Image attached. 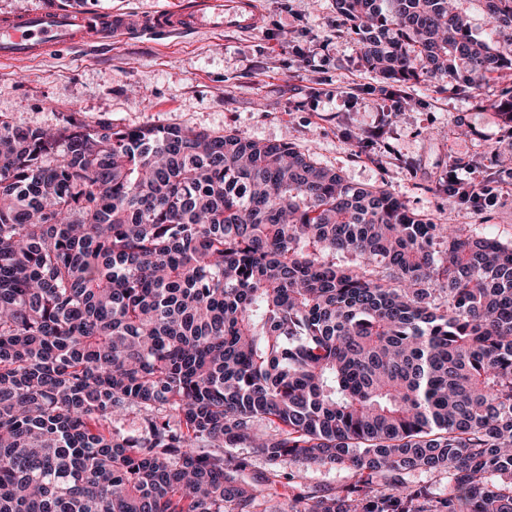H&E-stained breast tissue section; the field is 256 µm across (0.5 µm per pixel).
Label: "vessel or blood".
Listing matches in <instances>:
<instances>
[{"instance_id": "1", "label": "vessel or blood", "mask_w": 512, "mask_h": 512, "mask_svg": "<svg viewBox=\"0 0 512 512\" xmlns=\"http://www.w3.org/2000/svg\"><path fill=\"white\" fill-rule=\"evenodd\" d=\"M262 23L257 0H181L130 22L109 9H25L0 17V58L31 59L77 41H93L108 33L132 39L148 32L189 34L203 27L256 30Z\"/></svg>"}]
</instances>
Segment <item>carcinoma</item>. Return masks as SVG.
Segmentation results:
<instances>
[{
	"label": "carcinoma",
	"instance_id": "cac0c4a2",
	"mask_svg": "<svg viewBox=\"0 0 512 512\" xmlns=\"http://www.w3.org/2000/svg\"><path fill=\"white\" fill-rule=\"evenodd\" d=\"M334 2L393 87L512 70V0L494 48L449 0ZM241 442L355 471L289 512H512V248L287 143L0 116V512H279Z\"/></svg>",
	"mask_w": 512,
	"mask_h": 512
}]
</instances>
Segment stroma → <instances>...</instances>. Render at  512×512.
Returning <instances> with one entry per match:
<instances>
[{
    "label": "stroma",
    "mask_w": 512,
    "mask_h": 512,
    "mask_svg": "<svg viewBox=\"0 0 512 512\" xmlns=\"http://www.w3.org/2000/svg\"><path fill=\"white\" fill-rule=\"evenodd\" d=\"M257 30L199 29L188 36L104 37L32 60H0V114L51 128L67 109L120 126L179 125L286 142L346 184L385 187L437 224L467 221L475 233L512 245V183L495 205L461 213L448 199L449 170L497 179L512 169V121L488 108L512 76L470 98L446 79L404 86L400 104L378 98L384 80L359 64L355 37L339 32L334 0H259ZM359 84L354 102L336 95ZM247 474L274 477L275 505L293 490L297 463L271 464L249 445L230 449Z\"/></svg>",
    "instance_id": "obj_1"
}]
</instances>
